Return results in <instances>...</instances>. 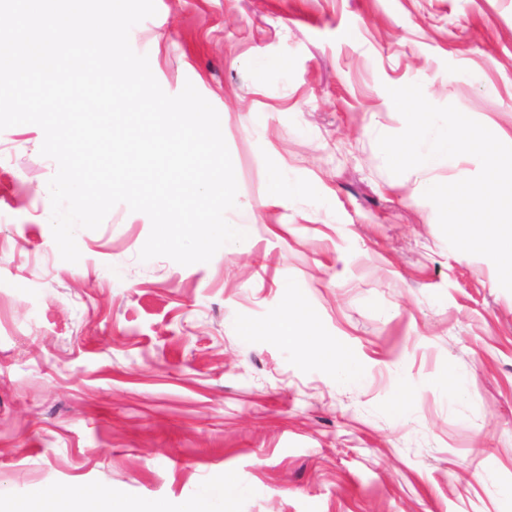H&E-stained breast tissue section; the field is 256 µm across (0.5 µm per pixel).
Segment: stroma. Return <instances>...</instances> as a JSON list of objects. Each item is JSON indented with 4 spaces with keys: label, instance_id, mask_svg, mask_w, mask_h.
<instances>
[{
    "label": "stroma",
    "instance_id": "stroma-1",
    "mask_svg": "<svg viewBox=\"0 0 512 512\" xmlns=\"http://www.w3.org/2000/svg\"><path fill=\"white\" fill-rule=\"evenodd\" d=\"M155 4L130 44L217 110L247 237L143 261L119 204L64 261L43 131H0V512H512V292L423 196L480 163L377 145L411 83L512 135V0Z\"/></svg>",
    "mask_w": 512,
    "mask_h": 512
}]
</instances>
